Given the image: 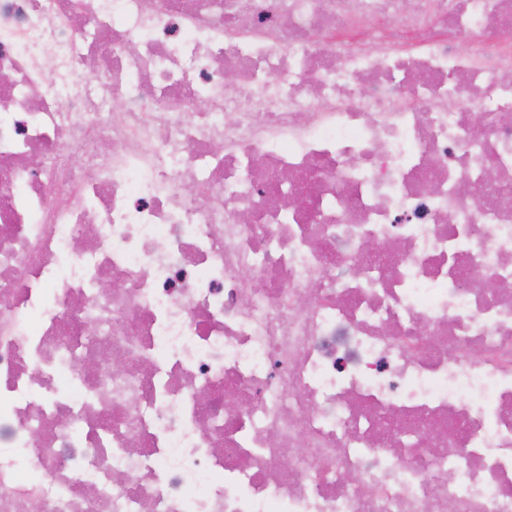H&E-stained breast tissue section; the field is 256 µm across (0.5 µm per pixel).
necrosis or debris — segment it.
<instances>
[{"instance_id": "necrosis-or-debris-1", "label": "necrosis or debris", "mask_w": 512, "mask_h": 512, "mask_svg": "<svg viewBox=\"0 0 512 512\" xmlns=\"http://www.w3.org/2000/svg\"><path fill=\"white\" fill-rule=\"evenodd\" d=\"M445 504L512 512V0H0V512Z\"/></svg>"}]
</instances>
